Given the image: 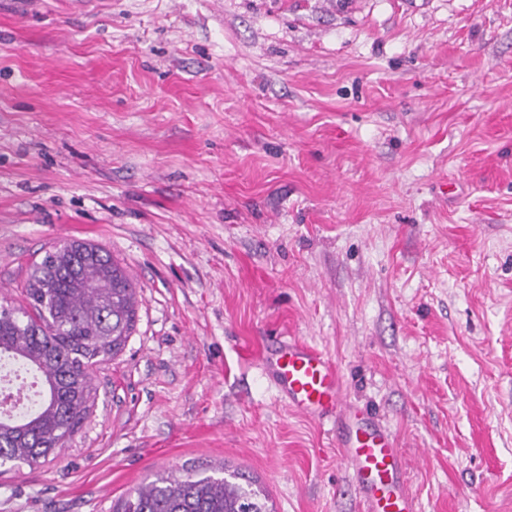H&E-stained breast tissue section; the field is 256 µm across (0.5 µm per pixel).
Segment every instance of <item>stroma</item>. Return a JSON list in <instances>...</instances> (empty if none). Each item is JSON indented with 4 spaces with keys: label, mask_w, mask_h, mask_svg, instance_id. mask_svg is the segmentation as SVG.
Here are the masks:
<instances>
[{
    "label": "stroma",
    "mask_w": 512,
    "mask_h": 512,
    "mask_svg": "<svg viewBox=\"0 0 512 512\" xmlns=\"http://www.w3.org/2000/svg\"><path fill=\"white\" fill-rule=\"evenodd\" d=\"M71 240L138 321L0 512L212 466L364 512L264 379L276 336L330 354L419 512H512V0H0V304Z\"/></svg>",
    "instance_id": "1"
}]
</instances>
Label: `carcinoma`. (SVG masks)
<instances>
[{
  "label": "carcinoma",
  "instance_id": "1",
  "mask_svg": "<svg viewBox=\"0 0 512 512\" xmlns=\"http://www.w3.org/2000/svg\"><path fill=\"white\" fill-rule=\"evenodd\" d=\"M30 316L0 305V356L40 382L36 403L0 417V466L56 456L86 418L92 368L122 352L137 322V291L105 249L71 241L45 253L26 284ZM248 474L223 467L160 477L112 504V512H275Z\"/></svg>",
  "mask_w": 512,
  "mask_h": 512
}]
</instances>
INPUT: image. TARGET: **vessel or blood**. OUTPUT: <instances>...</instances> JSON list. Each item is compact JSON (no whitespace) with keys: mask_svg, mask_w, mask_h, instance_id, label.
<instances>
[{"mask_svg":"<svg viewBox=\"0 0 512 512\" xmlns=\"http://www.w3.org/2000/svg\"><path fill=\"white\" fill-rule=\"evenodd\" d=\"M263 375L292 411L337 422V445L367 512H418L402 486L397 440L370 415L351 411L342 375L326 352L296 337H278L267 349Z\"/></svg>","mask_w":512,"mask_h":512,"instance_id":"vessel-or-blood-1","label":"vessel or blood"}]
</instances>
